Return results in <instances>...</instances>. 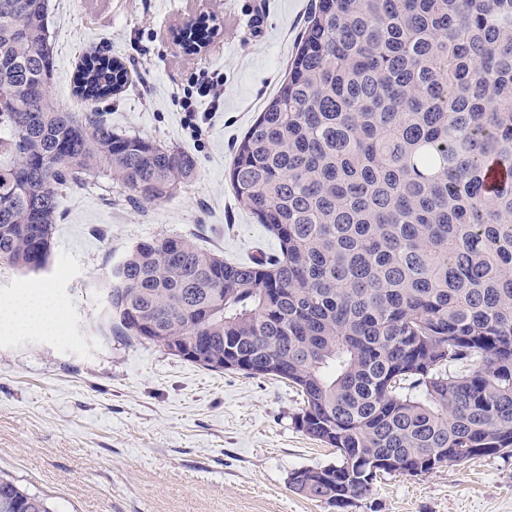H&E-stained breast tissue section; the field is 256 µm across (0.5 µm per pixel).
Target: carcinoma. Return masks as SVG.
<instances>
[{"instance_id":"carcinoma-1","label":"carcinoma","mask_w":512,"mask_h":512,"mask_svg":"<svg viewBox=\"0 0 512 512\" xmlns=\"http://www.w3.org/2000/svg\"><path fill=\"white\" fill-rule=\"evenodd\" d=\"M47 0H0V263H48L63 191L106 177L159 203L194 157L53 100ZM202 21L187 50L210 38ZM94 53L75 93L118 92ZM512 0H318L276 94L237 140L240 206L279 253L230 264L184 237L131 247L103 291L109 331L214 372L272 376L338 461L289 488L345 509L382 474L512 452ZM0 512H55L0 475Z\"/></svg>"}]
</instances>
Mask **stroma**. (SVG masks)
<instances>
[{
  "mask_svg": "<svg viewBox=\"0 0 512 512\" xmlns=\"http://www.w3.org/2000/svg\"><path fill=\"white\" fill-rule=\"evenodd\" d=\"M315 0H49L50 90L83 112L81 57L122 60L125 87L98 101L113 130L189 152L194 184L161 204L128 201L109 180L63 192L44 271L0 265V307L49 288V334L11 329L0 315V471L48 495L56 512H338L291 491L297 468L337 460L299 431L288 382L216 373L162 347L110 333L102 287L129 248L188 236L231 263L275 253L277 240L240 207L228 182L233 144L275 92ZM206 17L199 53L174 36ZM224 74V101L203 140L190 137L176 97ZM348 512H512V453L477 456L424 476L384 474Z\"/></svg>",
  "mask_w": 512,
  "mask_h": 512,
  "instance_id": "obj_1",
  "label": "stroma"
}]
</instances>
